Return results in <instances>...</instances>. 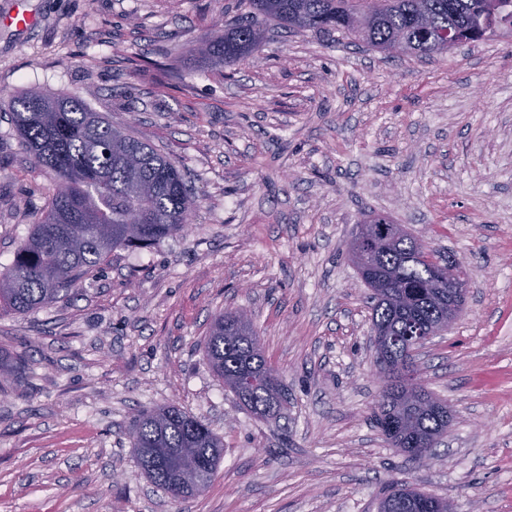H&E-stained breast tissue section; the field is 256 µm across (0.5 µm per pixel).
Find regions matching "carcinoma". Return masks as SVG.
<instances>
[{"label": "carcinoma", "instance_id": "obj_1", "mask_svg": "<svg viewBox=\"0 0 512 512\" xmlns=\"http://www.w3.org/2000/svg\"><path fill=\"white\" fill-rule=\"evenodd\" d=\"M246 19L206 34L191 49L208 69L261 50L268 27L351 37L387 54L432 58L501 27L512 29V0H240ZM14 128L58 188L9 267L0 271V307L26 315L94 276L117 249L150 248L184 231L197 206L183 172L155 147L115 128L77 97L29 90L13 101ZM387 218L361 225L348 254L368 288L372 328L391 342L387 389L373 420L385 441L415 462L447 432L448 404L421 380L415 332L448 320V266L397 234ZM211 370L253 414L275 420L287 402L258 331L241 310L212 322ZM128 437L138 466L172 499L204 491L224 455V438L179 406L146 408ZM379 512H448V500L395 484Z\"/></svg>", "mask_w": 512, "mask_h": 512}]
</instances>
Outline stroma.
I'll return each mask as SVG.
<instances>
[{
	"instance_id": "35a3bbf8",
	"label": "stroma",
	"mask_w": 512,
	"mask_h": 512,
	"mask_svg": "<svg viewBox=\"0 0 512 512\" xmlns=\"http://www.w3.org/2000/svg\"><path fill=\"white\" fill-rule=\"evenodd\" d=\"M0 269L54 178L26 152L13 99H83L161 150L197 201L160 245L112 251L92 280L25 316L0 311V512H378L403 481L456 512H512V33L390 57L274 30L261 51L195 67V40L239 0H0ZM175 64L184 81L168 80ZM382 214L463 262L464 311L418 356L448 433L415 464L371 414L380 390L368 290L346 248ZM246 310L288 393L275 421L205 357L214 317ZM174 403L224 438L200 495L173 500L126 435Z\"/></svg>"
}]
</instances>
